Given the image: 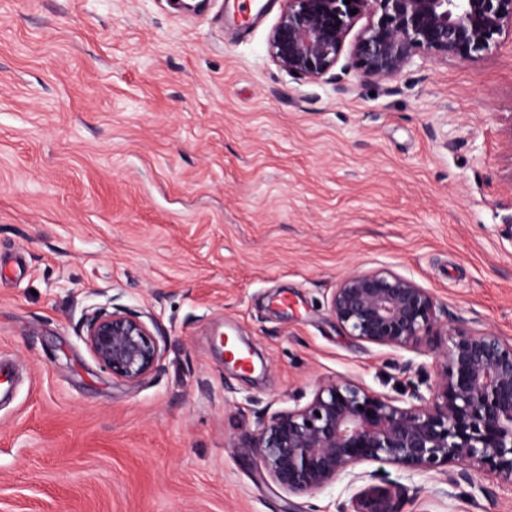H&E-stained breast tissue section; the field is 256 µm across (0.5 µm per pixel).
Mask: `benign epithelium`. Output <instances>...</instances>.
<instances>
[{
    "instance_id": "1",
    "label": "benign epithelium",
    "mask_w": 512,
    "mask_h": 512,
    "mask_svg": "<svg viewBox=\"0 0 512 512\" xmlns=\"http://www.w3.org/2000/svg\"><path fill=\"white\" fill-rule=\"evenodd\" d=\"M269 34L272 60L290 75L342 89L336 66L355 23L369 22L351 48L373 81L392 79L432 56L474 60L512 34V0H285ZM358 13L353 15L351 10ZM435 295L391 270L353 271L335 289L331 313L347 335L374 345L415 349L443 332L429 396L395 400L344 380L319 384L304 407L279 411L251 434L248 447L284 491L305 495L340 479L367 477L356 467L384 461L411 473L478 464L512 484V342L491 332L441 330ZM83 338L112 376L135 384L162 359L160 337L141 317L92 308ZM405 489L369 485L353 512H401Z\"/></svg>"
}]
</instances>
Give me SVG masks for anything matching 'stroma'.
Listing matches in <instances>:
<instances>
[{
    "instance_id": "stroma-1",
    "label": "stroma",
    "mask_w": 512,
    "mask_h": 512,
    "mask_svg": "<svg viewBox=\"0 0 512 512\" xmlns=\"http://www.w3.org/2000/svg\"><path fill=\"white\" fill-rule=\"evenodd\" d=\"M0 0V512H352L345 480L292 495L247 446L260 421L352 381L408 400L445 337L396 349L330 312L354 269L436 296L441 323L512 340V36L344 91L291 77L284 0ZM153 318L142 382L103 369L85 308ZM254 369L224 364L221 336ZM403 512H512L472 465L414 475Z\"/></svg>"
}]
</instances>
